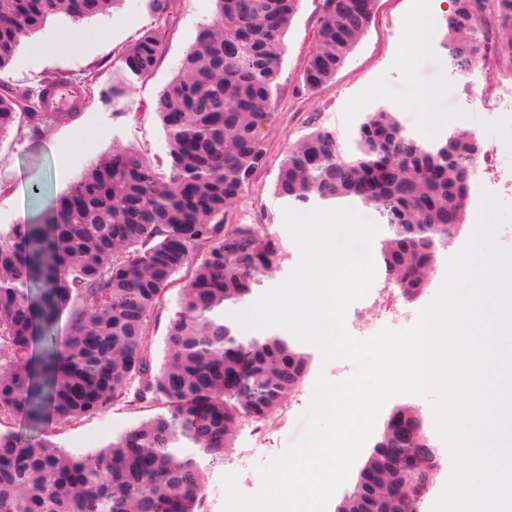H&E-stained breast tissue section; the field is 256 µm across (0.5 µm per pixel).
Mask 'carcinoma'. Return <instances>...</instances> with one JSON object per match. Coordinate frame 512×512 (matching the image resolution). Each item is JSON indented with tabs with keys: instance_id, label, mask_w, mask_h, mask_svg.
Listing matches in <instances>:
<instances>
[{
	"instance_id": "1",
	"label": "carcinoma",
	"mask_w": 512,
	"mask_h": 512,
	"mask_svg": "<svg viewBox=\"0 0 512 512\" xmlns=\"http://www.w3.org/2000/svg\"><path fill=\"white\" fill-rule=\"evenodd\" d=\"M116 0H0V70L22 36L56 12L75 23ZM163 24L121 56L145 77L164 48L175 0H152ZM300 0H215L181 72L160 96L169 174L115 150L53 203L40 224L0 229V420L23 413L32 430L50 417L70 424L115 403L161 412L85 456L49 440L24 444L0 431V512H202L201 462L218 464L245 421H261L298 387L309 355L277 334L242 335L230 310L280 270L281 240L264 224L224 223L263 166L252 138L270 112L284 36ZM376 0H323L316 48L300 75L306 92L329 84L369 26ZM444 46L465 73L481 62L512 64V0H452ZM74 112H43L28 92L0 83V137L39 132ZM482 147L454 128L432 143L386 110L359 126L353 148L316 124L288 149L275 184L289 203L359 201L387 218L381 259L389 285L411 301L427 288L437 254L465 222L455 185ZM417 224L421 234L402 233ZM186 271L169 324L165 360L148 356V322L172 278ZM64 352L54 344L59 310L73 298ZM396 437L382 432L360 468L349 512H421L407 488L427 481Z\"/></svg>"
}]
</instances>
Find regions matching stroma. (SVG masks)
<instances>
[{"label":"stroma","instance_id":"stroma-1","mask_svg":"<svg viewBox=\"0 0 512 512\" xmlns=\"http://www.w3.org/2000/svg\"><path fill=\"white\" fill-rule=\"evenodd\" d=\"M439 13V0H377L369 27L339 68L333 80L313 93L298 90L300 72L315 46L322 15L321 0H300L284 37L278 88L271 104L273 118L264 130L267 161L244 194L232 204L225 221L229 224H265L278 235L287 258L266 287L282 283L298 260V251L283 227L285 200L275 193L280 164L288 147L309 133L315 124L336 131L344 145H351L366 117L379 110L397 115L411 135L432 142L448 128L472 132L484 149L498 148L502 181L493 184L483 172L471 183L466 223L446 247L423 296L414 302L385 301V275L377 273L369 294L362 299V322L349 324V332L366 338L381 328L401 329L412 325L418 311L438 292L450 256L457 253L474 230L483 193H490L503 206L512 208V65L491 69L474 66L459 74L448 66L443 46L445 25L437 23L426 52L413 72L399 63L407 27L416 4ZM214 0H176L174 17L167 26L165 50L153 72L145 77L124 73L120 56L146 31L156 27L159 17L151 0H120L106 13L84 20L97 37L83 51L65 49L63 39L72 28L64 14L49 16L32 34L22 38L12 60L0 71V82L21 92H35L40 83L64 80L82 85L89 72H97L100 94L87 98L69 122L42 127L38 134L24 131L0 138V227L40 222L55 200L113 150H132L147 157L161 170L170 158L165 131L156 113L165 87L178 73L181 61L194 43L199 27L211 22ZM37 42L55 45L52 55L34 50ZM421 87L437 88L436 111L447 113L449 124L425 131L413 100ZM182 285L174 275L161 304L149 319L148 354L161 365L169 323L177 309ZM310 363L302 383L263 421H246L240 426L223 465L204 470V512H223L224 474L237 473L238 487L247 495L261 487L260 464L281 453L303 431L300 415L308 408L312 387L319 374L338 382L355 370L341 360L324 364L320 351L304 345ZM156 407H127L115 404L71 425L51 421L41 437L55 442L74 455H85L109 445L120 435L155 415Z\"/></svg>","mask_w":512,"mask_h":512}]
</instances>
